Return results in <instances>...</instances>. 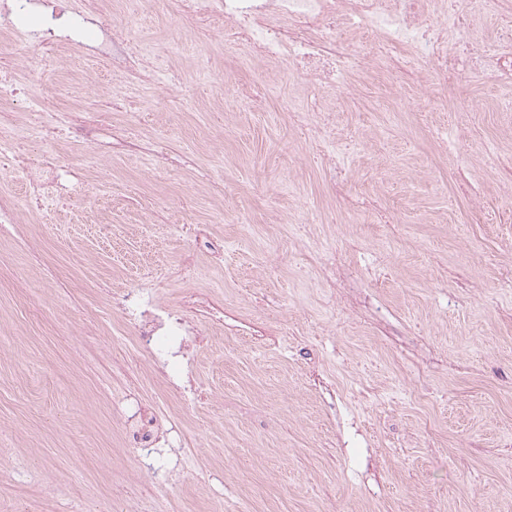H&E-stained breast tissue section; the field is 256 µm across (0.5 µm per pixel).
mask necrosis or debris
<instances>
[{
  "label": "necrosis or debris",
  "instance_id": "4bbe7bcc",
  "mask_svg": "<svg viewBox=\"0 0 512 512\" xmlns=\"http://www.w3.org/2000/svg\"><path fill=\"white\" fill-rule=\"evenodd\" d=\"M431 0H223L224 40L249 56L266 59L288 58L312 83L349 88L357 59H347L338 51L336 34L344 23H352L376 38V66L388 71L400 57L420 62H442L449 73L465 77L480 70L497 81L512 80V50L493 53L477 50L472 41L471 17L492 0H470L460 8V0H449L448 9L433 14ZM66 22L70 41L91 40V14H65L54 9L37 15L33 0H7L0 5V57L17 52L16 38L37 23L44 47L43 65L51 67L57 42L54 29ZM70 89L55 85L46 96L35 97L32 90L12 73L0 74V165L9 166L24 156L25 135L15 120L17 102L39 99L41 125L56 118L57 101ZM112 306L132 327L136 342L152 357L167 364L178 360L184 343L199 334L182 318L156 307L149 294L131 288L111 293Z\"/></svg>",
  "mask_w": 512,
  "mask_h": 512
}]
</instances>
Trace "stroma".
Instances as JSON below:
<instances>
[{
  "instance_id": "1",
  "label": "stroma",
  "mask_w": 512,
  "mask_h": 512,
  "mask_svg": "<svg viewBox=\"0 0 512 512\" xmlns=\"http://www.w3.org/2000/svg\"><path fill=\"white\" fill-rule=\"evenodd\" d=\"M221 22L144 0L121 78L65 40L45 70L39 36L19 42L29 83L70 81L96 119L92 144L30 146L83 180L52 218L0 169L18 218L0 224V512H512V85L477 71L452 100L424 62L321 90L242 61ZM509 29L497 0L473 37ZM198 227L222 264L192 250ZM184 264L162 306L224 296L188 352L190 405L107 295ZM139 405L169 429L150 469L123 433Z\"/></svg>"
}]
</instances>
